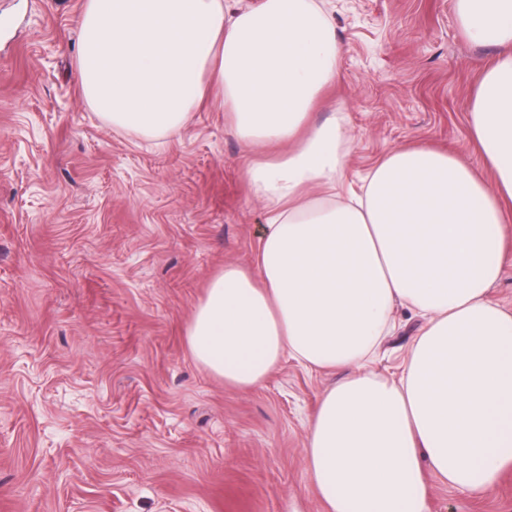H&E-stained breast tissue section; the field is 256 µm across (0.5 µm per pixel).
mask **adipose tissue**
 I'll use <instances>...</instances> for the list:
<instances>
[{
  "instance_id": "adipose-tissue-1",
  "label": "adipose tissue",
  "mask_w": 512,
  "mask_h": 512,
  "mask_svg": "<svg viewBox=\"0 0 512 512\" xmlns=\"http://www.w3.org/2000/svg\"><path fill=\"white\" fill-rule=\"evenodd\" d=\"M481 65L469 135L484 159L427 144L388 151L345 185L353 134L312 114L344 45L318 0H85L86 100L113 128L176 135L215 86L266 208L254 269L225 266L186 328L225 385L288 357L343 376L304 448L327 512H428L425 471L480 493L512 468V311L491 300L512 238V0H457ZM422 321L400 374L371 362L395 309Z\"/></svg>"
}]
</instances>
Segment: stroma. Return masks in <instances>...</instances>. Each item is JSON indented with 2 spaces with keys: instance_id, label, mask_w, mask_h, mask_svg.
Instances as JSON below:
<instances>
[{
  "instance_id": "obj_1",
  "label": "stroma",
  "mask_w": 512,
  "mask_h": 512,
  "mask_svg": "<svg viewBox=\"0 0 512 512\" xmlns=\"http://www.w3.org/2000/svg\"><path fill=\"white\" fill-rule=\"evenodd\" d=\"M345 52L317 120L344 114L348 178L406 144L482 168L476 66L456 0H324ZM84 0H0V512H325L304 448L339 372L285 359L249 390L198 366L186 326L210 280L253 268L265 150L201 104L156 141L82 94ZM374 365L394 376L420 321ZM429 512H512V469L481 494L427 474Z\"/></svg>"
}]
</instances>
